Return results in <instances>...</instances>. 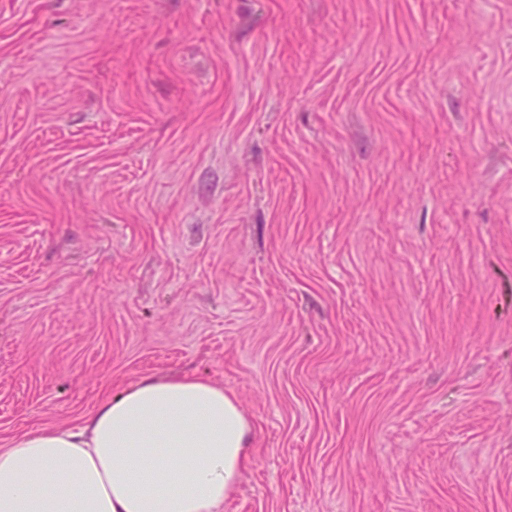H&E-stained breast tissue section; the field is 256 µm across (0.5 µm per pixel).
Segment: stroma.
Here are the masks:
<instances>
[{
  "label": "stroma",
  "mask_w": 512,
  "mask_h": 512,
  "mask_svg": "<svg viewBox=\"0 0 512 512\" xmlns=\"http://www.w3.org/2000/svg\"><path fill=\"white\" fill-rule=\"evenodd\" d=\"M185 373L224 512H512V0H0V448Z\"/></svg>",
  "instance_id": "35a3bbf8"
}]
</instances>
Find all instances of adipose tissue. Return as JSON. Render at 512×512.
I'll return each mask as SVG.
<instances>
[{
	"label": "adipose tissue",
	"instance_id": "ef3b65f1",
	"mask_svg": "<svg viewBox=\"0 0 512 512\" xmlns=\"http://www.w3.org/2000/svg\"><path fill=\"white\" fill-rule=\"evenodd\" d=\"M252 441L223 386L144 377L78 427L0 448V512H224Z\"/></svg>",
	"mask_w": 512,
	"mask_h": 512
}]
</instances>
